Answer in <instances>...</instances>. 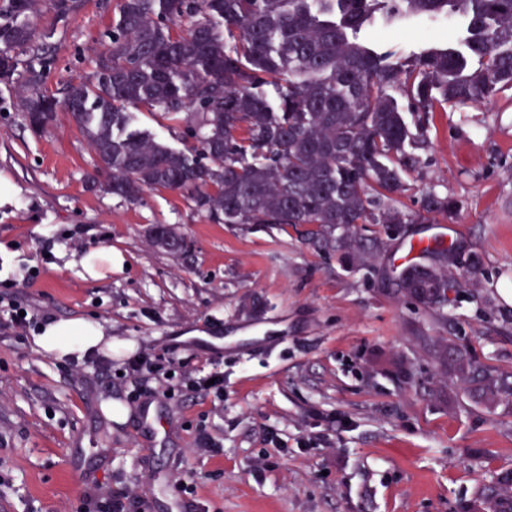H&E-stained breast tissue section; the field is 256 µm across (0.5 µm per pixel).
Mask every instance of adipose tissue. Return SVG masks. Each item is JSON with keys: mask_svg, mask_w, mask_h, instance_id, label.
I'll list each match as a JSON object with an SVG mask.
<instances>
[{"mask_svg": "<svg viewBox=\"0 0 512 512\" xmlns=\"http://www.w3.org/2000/svg\"><path fill=\"white\" fill-rule=\"evenodd\" d=\"M40 352L62 359L69 356L84 358L112 349V339L104 327L93 319H58L48 321L36 336Z\"/></svg>", "mask_w": 512, "mask_h": 512, "instance_id": "obj_1", "label": "adipose tissue"}]
</instances>
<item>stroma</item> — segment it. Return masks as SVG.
<instances>
[{"mask_svg": "<svg viewBox=\"0 0 512 512\" xmlns=\"http://www.w3.org/2000/svg\"><path fill=\"white\" fill-rule=\"evenodd\" d=\"M118 0L43 9L54 63L43 90L85 78L118 19ZM137 129L182 148L161 109ZM420 164L403 204L434 189L457 211L392 233L369 265L318 251L309 225L214 224L159 188L129 203L104 192L81 129L58 113L33 133L17 93L0 88V247L16 252L10 297L31 315L91 318L112 354L94 363L40 353L34 330L0 329V512H89L125 488L152 512H461L478 484L512 471V411L471 407L418 342L450 337L512 372V88L427 113ZM171 224L187 251L153 245ZM444 237L477 267L447 320L393 283L410 244ZM112 252L91 280L81 261ZM148 352L171 377L126 375ZM212 372L224 391L172 382ZM158 432L141 438L143 412Z\"/></svg>", "mask_w": 512, "mask_h": 512, "instance_id": "obj_1", "label": "stroma"}]
</instances>
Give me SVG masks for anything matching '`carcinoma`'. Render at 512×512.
Listing matches in <instances>:
<instances>
[{
    "instance_id": "1",
    "label": "carcinoma",
    "mask_w": 512,
    "mask_h": 512,
    "mask_svg": "<svg viewBox=\"0 0 512 512\" xmlns=\"http://www.w3.org/2000/svg\"><path fill=\"white\" fill-rule=\"evenodd\" d=\"M43 0H0V85L20 88V107L39 131L63 111L88 138L104 189L135 202L149 189L186 196L213 224H315L318 250L336 248L332 232L359 224L391 231L448 214L455 204L433 190L419 208L398 205L419 157L415 134L395 95L413 112L491 100L512 87V0H119L92 71L61 96L42 93L51 45L35 43ZM60 18L81 0H49ZM458 17L465 51L443 46L393 59L380 40H353L379 27L401 37L421 20ZM33 52L38 65L23 63ZM274 82L271 105L261 88ZM138 106L184 123L174 150L130 129ZM410 264L400 292L441 320L464 275ZM448 386L488 410L512 409V374L477 360L451 338L439 344ZM512 502V478L480 486L466 512Z\"/></svg>"
}]
</instances>
